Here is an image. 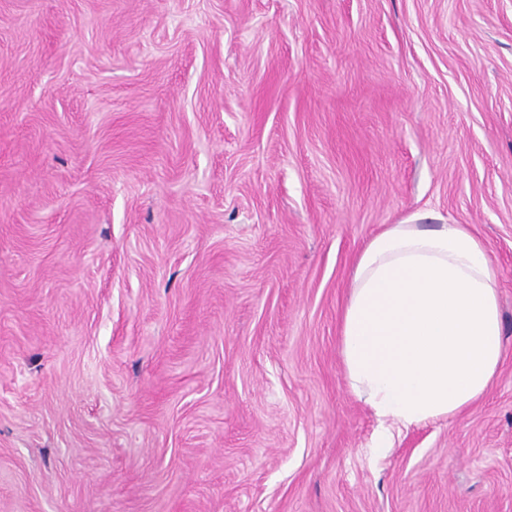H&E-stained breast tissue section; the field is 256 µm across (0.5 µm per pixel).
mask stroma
Masks as SVG:
<instances>
[{"mask_svg":"<svg viewBox=\"0 0 512 512\" xmlns=\"http://www.w3.org/2000/svg\"><path fill=\"white\" fill-rule=\"evenodd\" d=\"M414 214L504 353L377 458L340 314ZM0 512H512V0H0Z\"/></svg>","mask_w":512,"mask_h":512,"instance_id":"obj_1","label":"stroma"}]
</instances>
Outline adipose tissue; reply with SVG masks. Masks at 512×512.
<instances>
[{"mask_svg": "<svg viewBox=\"0 0 512 512\" xmlns=\"http://www.w3.org/2000/svg\"><path fill=\"white\" fill-rule=\"evenodd\" d=\"M503 353L496 273L466 224H387L360 253L341 315L353 394L392 429L450 419L491 385Z\"/></svg>", "mask_w": 512, "mask_h": 512, "instance_id": "1", "label": "adipose tissue"}]
</instances>
